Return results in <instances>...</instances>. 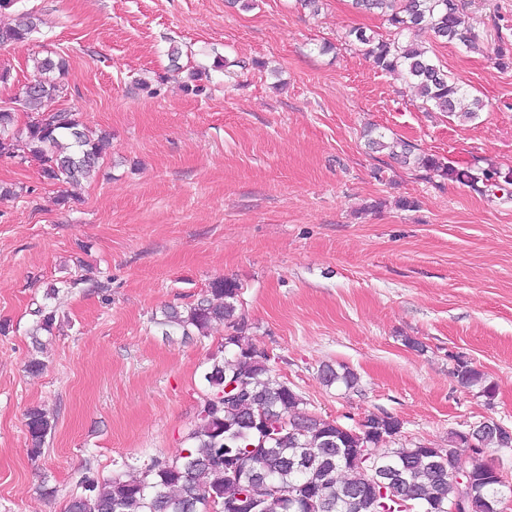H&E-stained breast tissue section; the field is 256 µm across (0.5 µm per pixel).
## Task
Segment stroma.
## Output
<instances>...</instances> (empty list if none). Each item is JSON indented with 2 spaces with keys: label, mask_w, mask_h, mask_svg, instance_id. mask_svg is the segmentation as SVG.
I'll return each instance as SVG.
<instances>
[{
  "label": "stroma",
  "mask_w": 512,
  "mask_h": 512,
  "mask_svg": "<svg viewBox=\"0 0 512 512\" xmlns=\"http://www.w3.org/2000/svg\"><path fill=\"white\" fill-rule=\"evenodd\" d=\"M467 3L484 40L512 39V0ZM27 12L42 34L0 47V107L34 56H61L68 91L43 114L78 113L108 142L74 184L0 158V512H65L86 468L108 477L187 447L224 327L166 335L159 321L219 277L243 286L253 344L280 356L308 412L352 427L386 412L400 443L437 448L489 418L512 427V201L367 144L375 131L459 167L512 169V67L416 33L485 101L463 122L346 40L390 32L351 0L315 15L295 0H17L0 26ZM198 66L212 70L200 94L184 86ZM43 305L59 320L36 339ZM460 360L493 398L459 384ZM324 364L357 386H324ZM33 407L53 424L37 455Z\"/></svg>",
  "instance_id": "1"
}]
</instances>
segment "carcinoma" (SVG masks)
<instances>
[{
  "mask_svg": "<svg viewBox=\"0 0 512 512\" xmlns=\"http://www.w3.org/2000/svg\"><path fill=\"white\" fill-rule=\"evenodd\" d=\"M365 12L386 17L393 28L390 37L376 40L363 31L349 35L365 46L364 53L383 70L402 71L415 84L425 102L464 120L478 118L484 101L472 96L448 75L426 48L406 34L428 30L437 41L458 43L468 50L479 48V34L467 11L466 0H352ZM41 33L40 20L31 14L13 26L0 28V45L24 43ZM494 63L512 65V43L499 36L489 49ZM67 60L62 56L34 58L35 87L17 100L21 111L30 114L24 132L15 129V112L0 109V157L15 156L17 142L24 141L28 156L34 158L44 178L53 183H73L90 175L99 164L101 142L82 128L77 113L40 115L45 99L67 91L62 76ZM392 158L412 163L456 182L470 184L480 193L512 200V170H484L443 165L431 155L415 154V147L401 140H371ZM243 286L232 278H217L208 295L186 311L174 308L158 322L165 335L170 329L188 336L208 335L215 323L232 330L224 336L221 350L210 358L204 379L210 392L203 400L198 422L189 432V446L177 454L151 459L140 471H117L101 478L86 469L81 491L71 497L66 512H225L227 502H244L251 493L252 474H263L279 489L256 504L255 512H383L399 500L421 505L435 502L439 512L448 508L450 477L448 463H440L422 444L392 447L402 433V422L389 414L368 416L352 428L336 419L303 410L304 396L279 379L268 353L249 341V324L242 312ZM37 329L51 332L56 311L43 305L36 310ZM454 377L466 387L481 386L487 398L494 397L493 385L484 373L464 361L456 364ZM322 382L342 384L350 389L357 375L343 366L320 368ZM235 383L239 398L224 400V388ZM31 453L41 452L52 429L46 412H26ZM369 449V454L356 452ZM486 448H512V437L488 432L476 440L473 453ZM394 468L403 480L387 496L379 497L365 482L369 467ZM512 483L489 478L479 483L468 504V512H490L495 500H511Z\"/></svg>",
  "mask_w": 512,
  "mask_h": 512,
  "instance_id": "carcinoma-1",
  "label": "carcinoma"
}]
</instances>
